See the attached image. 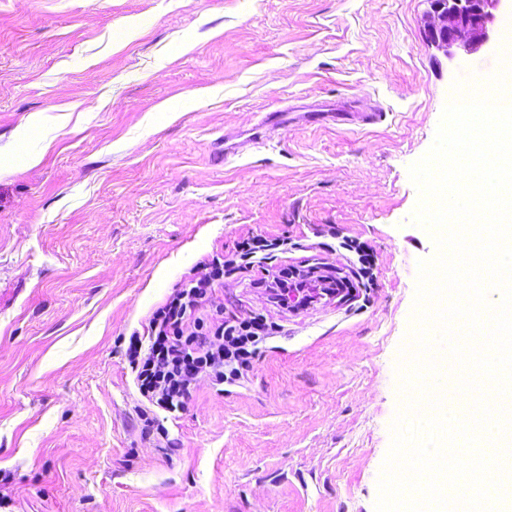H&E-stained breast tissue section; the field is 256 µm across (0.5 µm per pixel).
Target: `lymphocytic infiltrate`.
<instances>
[{
	"label": "lymphocytic infiltrate",
	"instance_id": "1",
	"mask_svg": "<svg viewBox=\"0 0 512 512\" xmlns=\"http://www.w3.org/2000/svg\"><path fill=\"white\" fill-rule=\"evenodd\" d=\"M210 268L208 277L189 281L153 313L149 347L135 365L141 394L169 413L182 408L197 371L208 370L219 385L240 377L265 331L257 316L228 319L219 311L214 317H203V307L213 300L215 282L224 278L225 264L215 258ZM328 282L325 276L301 277L282 271L265 288L274 303L286 304L293 293L304 306Z\"/></svg>",
	"mask_w": 512,
	"mask_h": 512
}]
</instances>
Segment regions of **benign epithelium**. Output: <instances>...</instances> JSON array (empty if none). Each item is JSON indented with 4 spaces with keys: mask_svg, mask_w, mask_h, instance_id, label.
<instances>
[{
    "mask_svg": "<svg viewBox=\"0 0 512 512\" xmlns=\"http://www.w3.org/2000/svg\"><path fill=\"white\" fill-rule=\"evenodd\" d=\"M422 18L427 46L452 61L490 46L506 0H425Z\"/></svg>",
    "mask_w": 512,
    "mask_h": 512,
    "instance_id": "benign-epithelium-1",
    "label": "benign epithelium"
}]
</instances>
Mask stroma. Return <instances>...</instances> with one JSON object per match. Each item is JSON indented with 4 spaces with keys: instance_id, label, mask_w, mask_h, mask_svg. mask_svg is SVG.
<instances>
[{
    "instance_id": "obj_1",
    "label": "stroma",
    "mask_w": 512,
    "mask_h": 512,
    "mask_svg": "<svg viewBox=\"0 0 512 512\" xmlns=\"http://www.w3.org/2000/svg\"><path fill=\"white\" fill-rule=\"evenodd\" d=\"M425 0H0V512H375L418 267L409 168L452 86ZM377 108V124L311 112ZM287 114L266 133L265 115ZM260 134L225 155V142ZM39 156L30 165L29 156ZM294 241L273 268L341 288L290 311L225 278V315L279 330L247 373L191 380L149 409L129 358L151 313L249 236ZM375 260L347 288L355 253Z\"/></svg>"
}]
</instances>
